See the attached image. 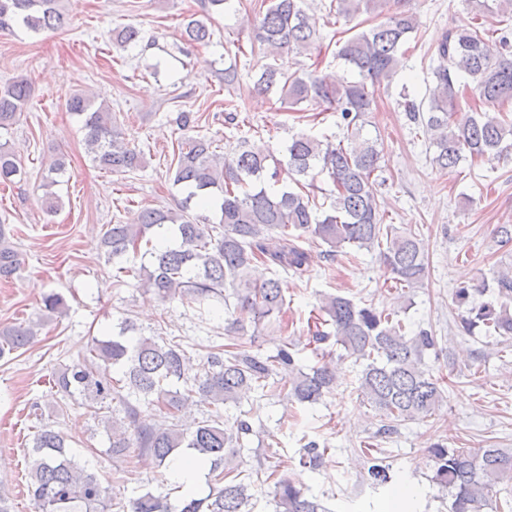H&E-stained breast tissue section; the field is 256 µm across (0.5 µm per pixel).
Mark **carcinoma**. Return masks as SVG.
Here are the masks:
<instances>
[{"label": "carcinoma", "mask_w": 512, "mask_h": 512, "mask_svg": "<svg viewBox=\"0 0 512 512\" xmlns=\"http://www.w3.org/2000/svg\"><path fill=\"white\" fill-rule=\"evenodd\" d=\"M62 0H0V29L22 27L37 35L65 23ZM308 0H270L254 22V40L274 62L263 66L254 89L280 92L279 101L291 106L312 102L322 112L338 114L342 131L338 143L297 134L285 145L286 161L254 145L231 157L221 156L213 141L188 136L178 142L173 184L183 198L175 209L146 208L130 223L108 225L103 245L108 256L148 254L152 266L121 271L137 279V287L162 300L224 304V335L229 341L191 357L182 343L144 337L130 320L106 339L95 338L82 360L52 376L62 398L81 397L94 416L108 418L111 403L124 413L112 425L109 451L114 458L132 452L149 455L159 467L178 457L193 467L209 470L214 483L207 495H189L179 504L168 496L146 491L124 504L103 485L96 472L79 463L66 449L60 433L42 423L39 402L29 417L41 422L28 450V489L37 512H245L257 484L274 481L275 512H328L309 489L289 478L277 477V466L261 464L250 474L240 470V452L251 423L238 416L224 418V406H241L252 392L281 393L301 406L314 404L336 386L337 367L323 348L329 341L342 349L338 359L353 358L362 365L358 390L379 417L386 434L401 422L424 421L445 401L443 381L434 376L425 355L437 351L432 331L411 333L396 312L359 306L339 294L320 299L312 333L315 363L301 364V349L283 342L274 356L252 352L256 336L286 304L279 279H253L256 264L275 265L303 274L309 255L299 242L311 237L328 246L334 256L347 246L378 250L380 260L399 288L424 285L427 266L423 240L410 230L384 223L378 199L376 172L382 150L361 138L366 117L374 111L377 92L402 68L403 45L415 30V17L398 5L385 21L363 29L344 41L336 58L354 74L332 82L315 69L290 74L275 63L277 56L308 54L320 49L316 21L304 8ZM375 7V0H332L329 9L350 21ZM475 17L512 19V0H468ZM184 36L195 43L209 41L207 25L192 19ZM433 86L417 100L403 94L409 121L434 148L431 162L453 170L468 159L501 161L512 158V117L489 119L484 105L512 104V41L502 33L487 38L482 24L448 31L438 46ZM31 88L23 79L0 85V131L9 130L29 103ZM471 100L463 109L462 100ZM67 110L80 117L85 143L93 160L113 173H129L143 164V152L119 141L112 111L85 93H73ZM201 116L181 111L175 123L182 132L198 127ZM327 174L333 189L329 206H317L313 178ZM295 187H290L283 176ZM22 178L15 151L0 144V183ZM209 207L220 213L219 223L190 214ZM495 245L512 251V224H498ZM20 266L18 252L8 241L0 220V277ZM489 299L475 302V295ZM455 303L462 329H480L499 353L512 348V267L493 272L468 287L456 289ZM44 311L60 314L64 297L51 292L42 299ZM35 332L22 324L0 327V358L26 348ZM213 407L204 420L183 422L199 404ZM166 415L155 427H143V409ZM327 446L315 439L302 445L300 466L317 469ZM435 462L433 481L451 495L450 512L512 510V450L450 448L437 443L428 449Z\"/></svg>", "instance_id": "obj_1"}]
</instances>
